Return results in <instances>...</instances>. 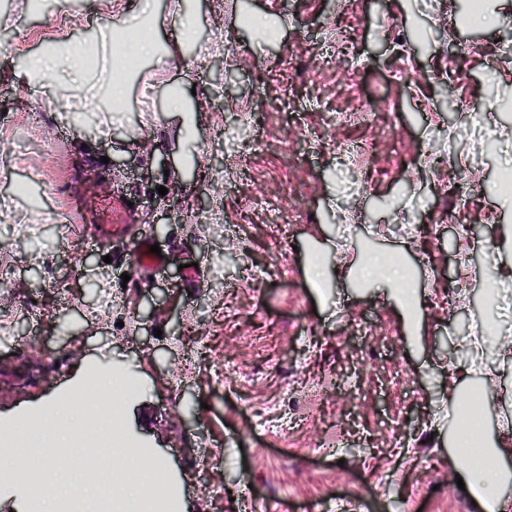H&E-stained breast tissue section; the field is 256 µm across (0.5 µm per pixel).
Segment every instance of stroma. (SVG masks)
<instances>
[{"mask_svg": "<svg viewBox=\"0 0 512 512\" xmlns=\"http://www.w3.org/2000/svg\"><path fill=\"white\" fill-rule=\"evenodd\" d=\"M474 2L184 0L194 26L182 57L144 59L129 74L113 68L108 33L141 0H122L120 12L108 0H43L24 18L0 0V273L10 280L0 292V425L36 415L97 368L135 385L120 424L173 476L179 512H246L230 497L244 483L267 512H477L456 482L467 394L449 386L456 367L472 368L490 392L488 441L512 431L498 330L470 346L491 292L512 293V209L495 190L512 164V0H485L496 22L482 28L468 22ZM341 33L350 52L320 67L317 51ZM62 37L93 43L97 65L73 97L49 90L32 103L15 73ZM229 44L239 70L228 83L216 64ZM116 79L127 87L119 112L104 104ZM174 86L192 115L169 109ZM285 94L303 111H283ZM360 98L383 107L378 126H331ZM259 110L266 146L213 191L241 164L225 125ZM367 136L374 156L337 165L338 139ZM162 186L186 204L168 223L148 207ZM116 191L136 203L118 236L100 211ZM205 193L220 223L193 207ZM441 205L486 249L455 250L428 220ZM277 206L283 238L269 226ZM146 235L168 255L160 272L136 265ZM372 253L411 269L416 315L362 278ZM315 259L327 273L318 288ZM191 262L200 276L188 283L180 267ZM28 334L36 345L20 350ZM196 342L206 357L185 360ZM282 412L307 426L274 436ZM216 442L221 464L198 482L191 472Z\"/></svg>", "mask_w": 512, "mask_h": 512, "instance_id": "obj_1", "label": "stroma"}]
</instances>
